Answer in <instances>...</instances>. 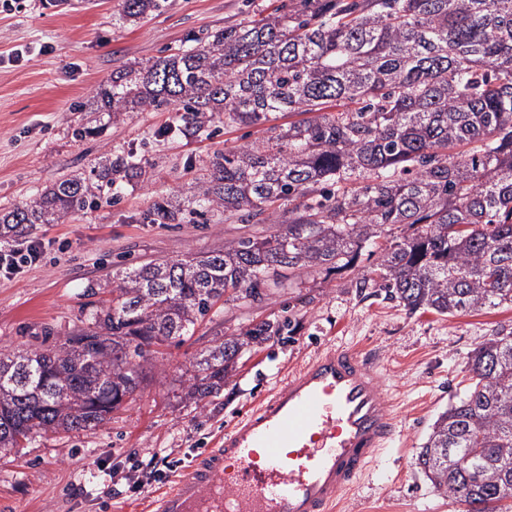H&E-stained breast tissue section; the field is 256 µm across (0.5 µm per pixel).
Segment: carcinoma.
I'll return each instance as SVG.
<instances>
[{
    "instance_id": "cac0c4a2",
    "label": "carcinoma",
    "mask_w": 512,
    "mask_h": 512,
    "mask_svg": "<svg viewBox=\"0 0 512 512\" xmlns=\"http://www.w3.org/2000/svg\"><path fill=\"white\" fill-rule=\"evenodd\" d=\"M162 7L121 3L133 19ZM101 95L114 116L179 107L186 137L216 118L302 116L225 149L187 206L150 210L153 224H182L220 205L285 229L135 267L62 345L0 356V451L104 424L157 348L193 335L219 300L258 302L302 269L352 271L366 248L362 281L410 312L512 305V0H298L225 27L208 48L120 70ZM113 173L130 179L137 166L118 157L96 183L61 180L0 224L22 240L97 204ZM281 331L261 322L224 336L196 360L187 395L218 393L251 344ZM467 369L416 466L465 512H512V332L481 342Z\"/></svg>"
}]
</instances>
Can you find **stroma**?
Here are the masks:
<instances>
[{"label": "stroma", "mask_w": 512, "mask_h": 512, "mask_svg": "<svg viewBox=\"0 0 512 512\" xmlns=\"http://www.w3.org/2000/svg\"><path fill=\"white\" fill-rule=\"evenodd\" d=\"M0 8V211L38 197L65 178H92L116 156L142 174L121 183L116 202L35 225L42 262L14 280L0 279V349H47L82 327L112 296L126 267L202 256L225 242L273 232L270 224L225 218L223 208L196 224H152L154 202L189 199L225 148L261 140L265 126L206 128L185 138L173 112L103 108L100 92L113 72L176 52L189 40L275 11L281 0H165L160 14L120 15L119 0L75 6L18 0ZM87 128L81 139L76 127ZM356 271H299L254 305L217 303L181 344L161 347L139 390L111 420L92 430L48 432L0 452V512H152L160 492L191 460L253 405L280 387L291 368L336 346L373 355L387 399L399 416L390 444L371 460L359 484L341 494L335 512H464L437 492L415 459L437 416L464 387L470 352L491 333L512 328V305L440 316L412 313ZM267 321L280 335L255 345L222 391L201 403L185 397L200 353L224 335ZM154 473L132 490L137 468Z\"/></svg>", "instance_id": "1"}]
</instances>
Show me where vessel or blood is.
Listing matches in <instances>:
<instances>
[{
  "instance_id": "obj_1",
  "label": "vessel or blood",
  "mask_w": 512,
  "mask_h": 512,
  "mask_svg": "<svg viewBox=\"0 0 512 512\" xmlns=\"http://www.w3.org/2000/svg\"><path fill=\"white\" fill-rule=\"evenodd\" d=\"M397 429L376 364L322 350L199 454L158 512H333Z\"/></svg>"
}]
</instances>
